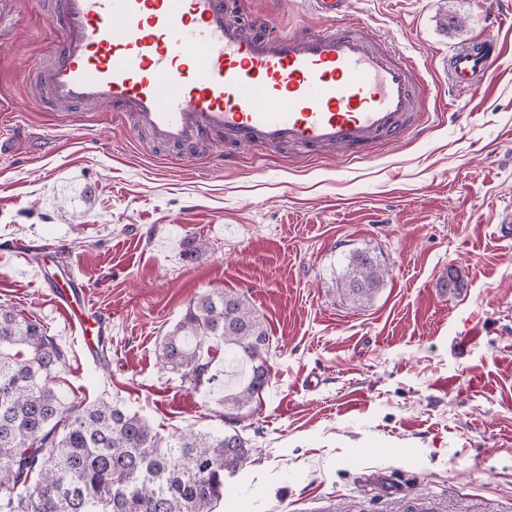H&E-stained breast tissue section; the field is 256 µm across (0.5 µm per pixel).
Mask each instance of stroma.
Returning a JSON list of instances; mask_svg holds the SVG:
<instances>
[{
	"mask_svg": "<svg viewBox=\"0 0 512 512\" xmlns=\"http://www.w3.org/2000/svg\"><path fill=\"white\" fill-rule=\"evenodd\" d=\"M240 2L241 19L282 31L310 21L305 0ZM53 8L0 0V94L26 131L0 154V304L65 350L68 401L106 399L164 433L225 429L223 384L184 382L161 341L191 300L234 292L267 323L271 375L239 414L253 461L225 479L216 512H512V238L499 232L512 212V0H350L415 60L442 118L360 156L258 149L225 164L181 160L99 109L28 103L59 35ZM492 27L505 50L490 78L452 90L449 56ZM360 249L386 271L363 304L335 286ZM58 266L111 317L100 359L40 283ZM452 268L462 285L443 288Z\"/></svg>",
	"mask_w": 512,
	"mask_h": 512,
	"instance_id": "stroma-1",
	"label": "stroma"
}]
</instances>
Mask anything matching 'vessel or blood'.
<instances>
[{
    "label": "vessel or blood",
    "instance_id": "vessel-or-blood-1",
    "mask_svg": "<svg viewBox=\"0 0 512 512\" xmlns=\"http://www.w3.org/2000/svg\"><path fill=\"white\" fill-rule=\"evenodd\" d=\"M307 2L315 26L286 33L232 21L237 0H57L61 37L35 70L37 102L130 115L155 144L180 149L217 131L228 156L285 145L360 155L419 134L429 115L416 63L362 21L341 22L348 0ZM503 48L494 30L457 48L452 84L482 86ZM51 299L97 357L109 324L88 312L84 282L68 275Z\"/></svg>",
    "mask_w": 512,
    "mask_h": 512
}]
</instances>
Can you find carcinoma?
<instances>
[{
    "instance_id": "obj_1",
    "label": "carcinoma",
    "mask_w": 512,
    "mask_h": 512,
    "mask_svg": "<svg viewBox=\"0 0 512 512\" xmlns=\"http://www.w3.org/2000/svg\"><path fill=\"white\" fill-rule=\"evenodd\" d=\"M385 271L367 252L346 259L339 290L372 298ZM182 380L212 381L217 354L244 368L224 392L239 411L270 380V338L242 296L214 289L191 303L161 344ZM66 354L44 326L0 304V512H215L224 477L250 463L237 430L162 434L145 418L101 400L67 403L57 388Z\"/></svg>"
}]
</instances>
